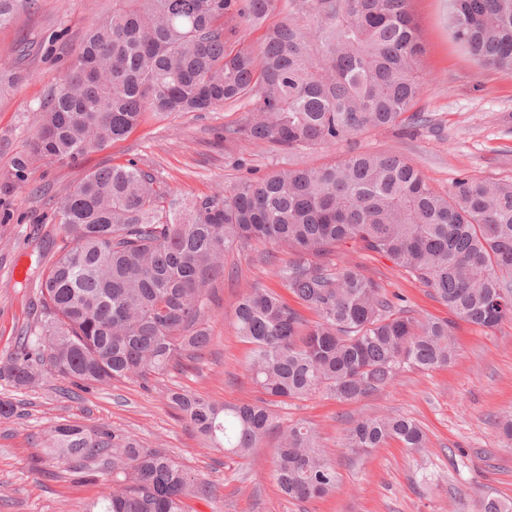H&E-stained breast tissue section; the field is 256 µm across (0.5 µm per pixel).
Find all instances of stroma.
<instances>
[{
  "mask_svg": "<svg viewBox=\"0 0 512 512\" xmlns=\"http://www.w3.org/2000/svg\"><path fill=\"white\" fill-rule=\"evenodd\" d=\"M428 73L419 107L427 126L406 134L373 129L354 141L307 154H276L246 141H228L224 130L246 117L242 103L210 112H178L151 118L127 138L88 156V168L137 162L179 197L211 193L243 174L247 158L257 174L279 164H322L355 150L397 154L423 171L437 191L463 177L512 181V72L480 68L451 38L447 0H412ZM112 14V0H36L31 12L0 29V65H18L24 80L0 93V361L14 352L32 322L34 291L27 277L46 265L47 235H58L56 205L79 176L70 165L48 163L17 177L16 162L35 138L41 102L47 99L77 53L88 28ZM34 50L17 60L19 40ZM268 248L253 243L231 256L236 275L215 284L210 305L211 341L202 357L148 381L119 380L108 386L71 388L54 381L34 391L0 379L21 415L0 420V512H84L106 487L105 477L66 476L37 443L38 433L68 419L104 426L167 449L193 474L209 479L214 497L194 503L195 512H471L480 498L512 505V443L497 419L512 410V318L484 333L459 323L458 357L449 367L401 371L383 391L356 403L317 393L274 405L276 430L254 451V462L202 449L196 433L166 400L179 388L223 404L256 402L262 395L245 371L249 346L237 337L234 308L246 288L281 291ZM338 262L359 265L388 295L403 296L420 316L448 317L429 288L387 258L348 249ZM403 415L424 427L429 449L414 454L397 442L367 454L344 446L352 421L379 414ZM304 421L318 430L338 472L328 496L301 502L282 494L274 478L278 428Z\"/></svg>",
  "mask_w": 512,
  "mask_h": 512,
  "instance_id": "obj_1",
  "label": "stroma"
}]
</instances>
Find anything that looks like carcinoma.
Listing matches in <instances>:
<instances>
[{
    "mask_svg": "<svg viewBox=\"0 0 512 512\" xmlns=\"http://www.w3.org/2000/svg\"><path fill=\"white\" fill-rule=\"evenodd\" d=\"M36 0H0V29ZM281 0H113L50 99L18 177L45 162L79 165L148 117L244 102L225 140L311 152L373 128L415 130L425 77L411 0H288L257 49L230 46ZM449 30L482 68L512 71V0H448ZM61 242L37 276L36 318L0 366L19 390L48 379L78 387L148 380L210 343L208 301L224 260L263 242L289 251L276 275L296 299L253 286L234 310L250 344L245 369L286 403L323 392L354 403L405 367L435 370L457 356L456 321L490 331L512 315V182L463 177L448 193L400 156L353 152L322 165H283L210 195L177 200L133 162L83 172L58 206ZM350 248L388 258L431 289L450 319L418 318L356 265ZM315 319H305L300 308ZM169 405L204 447L248 460L273 426L268 403L216 404L170 389ZM427 448L413 418L358 419L344 445ZM62 472L112 477L86 512H188L213 485L164 448L65 420L41 439ZM283 494L320 499L338 475L312 426L280 434Z\"/></svg>",
    "mask_w": 512,
    "mask_h": 512,
    "instance_id": "cac0c4a2",
    "label": "carcinoma"
}]
</instances>
